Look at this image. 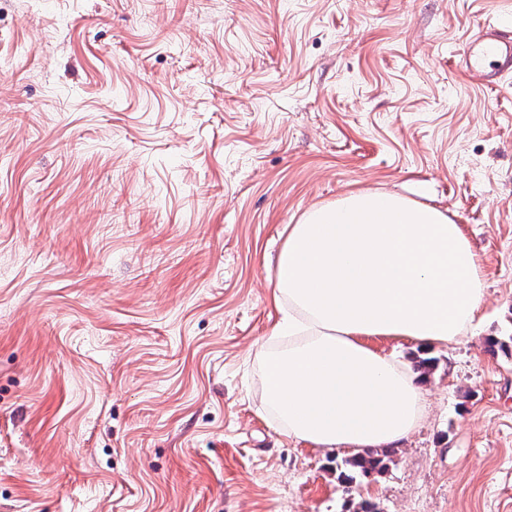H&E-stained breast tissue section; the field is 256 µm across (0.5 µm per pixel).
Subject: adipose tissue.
<instances>
[{"label": "adipose tissue", "mask_w": 512, "mask_h": 512, "mask_svg": "<svg viewBox=\"0 0 512 512\" xmlns=\"http://www.w3.org/2000/svg\"><path fill=\"white\" fill-rule=\"evenodd\" d=\"M276 288L287 309L262 352L263 408L290 438L360 454L406 438L424 410L416 373L368 337L457 342L485 295L459 224L379 192L347 195L291 225Z\"/></svg>", "instance_id": "obj_1"}]
</instances>
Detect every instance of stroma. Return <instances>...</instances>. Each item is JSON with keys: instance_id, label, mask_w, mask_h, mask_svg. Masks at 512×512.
<instances>
[{"instance_id": "1", "label": "stroma", "mask_w": 512, "mask_h": 512, "mask_svg": "<svg viewBox=\"0 0 512 512\" xmlns=\"http://www.w3.org/2000/svg\"><path fill=\"white\" fill-rule=\"evenodd\" d=\"M512 0H0V512H512ZM486 285L383 472L262 408L289 225L356 192ZM487 59H492L497 66L484 70ZM464 63L471 71L482 75L487 83H496L504 72L512 70V37L488 25L485 32L466 48Z\"/></svg>"}]
</instances>
